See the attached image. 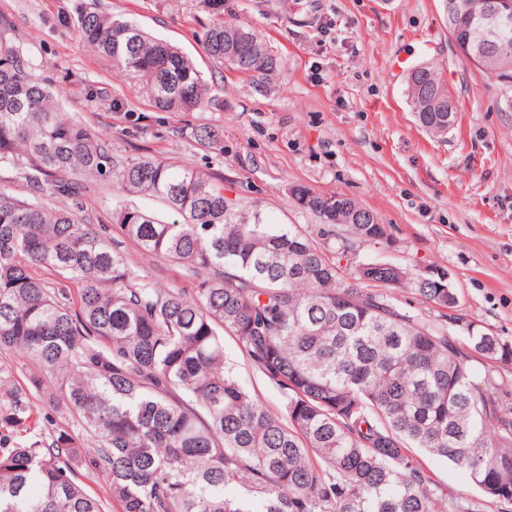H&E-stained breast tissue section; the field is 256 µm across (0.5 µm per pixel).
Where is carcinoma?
Wrapping results in <instances>:
<instances>
[{"instance_id":"1","label":"carcinoma","mask_w":512,"mask_h":512,"mask_svg":"<svg viewBox=\"0 0 512 512\" xmlns=\"http://www.w3.org/2000/svg\"><path fill=\"white\" fill-rule=\"evenodd\" d=\"M201 43L225 67L267 80L279 69L267 42L224 20V0ZM462 43L488 0H465ZM79 36L146 89L163 112L212 105L194 63L136 24L83 10ZM462 59L512 80V25L499 50ZM0 16V167L32 188L28 203L0 190V353L37 365L34 388L81 432L39 429L27 391L0 394V426L28 436L0 446V512H445L408 450L421 448L463 472L501 507L512 506V420L494 378L472 383L470 361L512 365V343L469 322L452 336L390 304L380 288L408 285L441 309L459 297L448 272L415 276L391 264L342 259L387 239L385 225L340 194L304 185L293 200L338 238L332 248L224 194V181L157 157L118 159L102 133L65 117L58 93ZM421 126L444 133L457 107L439 69L411 74ZM199 141L222 150L220 132ZM120 195L112 222L141 250L181 264L199 287L159 288L107 235L50 202L78 200L100 182ZM159 200L171 222L128 204ZM51 267L76 287L53 288ZM283 398L272 414L224 363L223 335ZM105 480L92 492L75 472ZM233 485L238 496L227 498Z\"/></svg>"}]
</instances>
